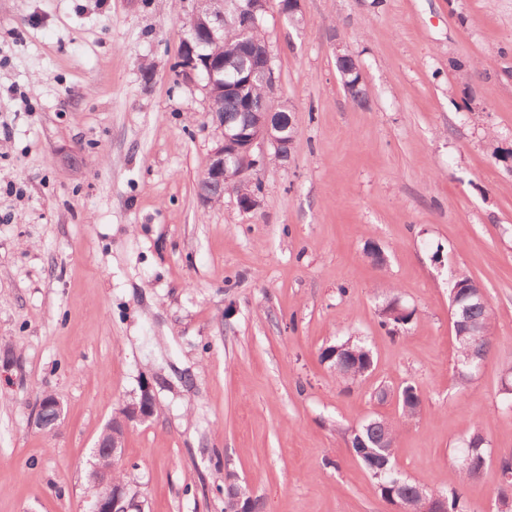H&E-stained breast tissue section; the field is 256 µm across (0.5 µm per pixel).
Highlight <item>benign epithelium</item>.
Masks as SVG:
<instances>
[{
    "mask_svg": "<svg viewBox=\"0 0 512 512\" xmlns=\"http://www.w3.org/2000/svg\"><path fill=\"white\" fill-rule=\"evenodd\" d=\"M229 2L234 19L240 24L238 32L241 55L251 61V66L236 70L221 80L223 88L244 93L261 80L269 92L276 91L277 77L273 67L268 44L257 46L248 39L252 27L260 25L259 13L269 11L270 0H195L192 13L195 26L189 36L183 38L178 57L180 76L189 81L198 76L205 79V90H210L212 81L224 73L223 26L215 23L213 7L221 6L219 14H224L222 6ZM209 112L216 130L220 132L215 148L211 151L203 180L211 191L199 192V200L205 205L224 199V184L246 181L247 174L267 158L264 147L269 145L281 161L291 156L294 132L285 128L273 131L270 118L256 107L251 98L244 99L246 122L240 126L224 124V113L218 111L213 100H208ZM155 413V400L150 390L141 392L138 400L126 404L106 425L105 433L99 437L93 457L105 459L106 463L95 464L91 473L101 492L88 500L86 512H142V505L128 497L127 491L112 483V464L122 458L121 448L127 431L135 424L150 420ZM62 414L60 399L53 393H44L38 400L33 425L41 431L55 428ZM225 512H248L253 496L243 489L234 476L225 478Z\"/></svg>",
    "mask_w": 512,
    "mask_h": 512,
    "instance_id": "benign-epithelium-1",
    "label": "benign epithelium"
}]
</instances>
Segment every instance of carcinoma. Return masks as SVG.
Returning <instances> with one entry per match:
<instances>
[{
  "instance_id": "cac0c4a2",
  "label": "carcinoma",
  "mask_w": 512,
  "mask_h": 512,
  "mask_svg": "<svg viewBox=\"0 0 512 512\" xmlns=\"http://www.w3.org/2000/svg\"><path fill=\"white\" fill-rule=\"evenodd\" d=\"M351 61L337 64L338 71L345 86L351 90L353 98L360 99L364 92L362 87L355 86L356 77L348 72ZM256 105L271 114L273 125H288V118L292 111L288 100L275 94H269L262 82L257 81L249 90ZM224 99L221 110L224 111V120L230 124H237L243 120L241 112L242 101L239 96L231 93H222ZM466 313L467 318L484 324L487 342L483 346L484 356H489L492 349L493 313L491 304L484 307H469L462 309V305L452 306V321L456 342V365L459 382L466 384L470 381L472 373L478 370L477 361L473 359L472 342L466 334L465 324L461 323V313ZM414 311L407 310L398 299L386 303L381 310V324L384 326L399 327L409 323ZM320 361L328 364L334 371L336 378L344 382H353L365 376L373 366V356L361 339L347 337L336 341L320 352ZM398 406L401 415L405 419L415 418L421 409L422 398L417 388L407 384L397 390ZM383 418L376 416L368 419L358 428L347 435V442L363 467L375 480L378 495L390 504H399L403 512H424L432 489L428 486L411 482L401 477L394 466L395 449L383 448L384 440L389 438L396 440L397 428L389 422L382 426ZM486 440L481 430L474 429L465 440L459 461L460 485L470 483L480 477L486 464L487 453L485 451ZM512 480L501 481L498 488L497 512H512V494L509 488Z\"/></svg>"
}]
</instances>
